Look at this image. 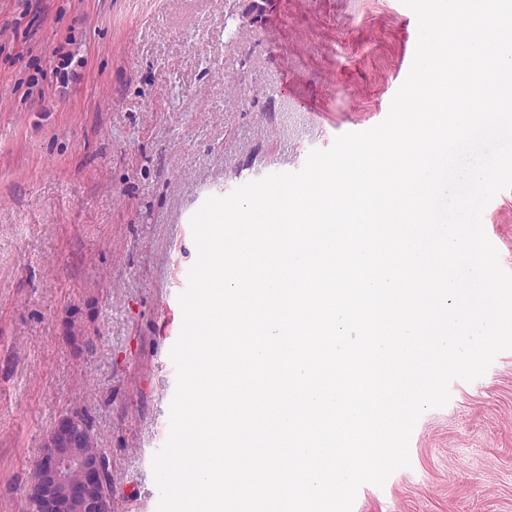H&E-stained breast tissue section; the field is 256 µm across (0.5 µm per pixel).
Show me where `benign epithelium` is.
Masks as SVG:
<instances>
[{
	"mask_svg": "<svg viewBox=\"0 0 512 512\" xmlns=\"http://www.w3.org/2000/svg\"><path fill=\"white\" fill-rule=\"evenodd\" d=\"M57 425L69 428L71 438L80 443L78 448H59L53 453L51 468L38 465L31 485L43 491V512H66L71 507L86 512H99L102 503L94 495L98 490L109 503L106 512H112L114 503L108 491L112 461L105 452L94 446L92 430L83 424L81 416L66 414Z\"/></svg>",
	"mask_w": 512,
	"mask_h": 512,
	"instance_id": "benign-epithelium-1",
	"label": "benign epithelium"
}]
</instances>
